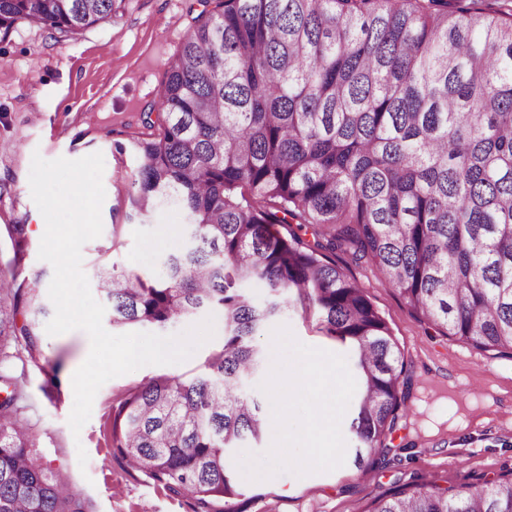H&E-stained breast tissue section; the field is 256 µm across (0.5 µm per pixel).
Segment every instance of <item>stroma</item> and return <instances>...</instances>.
I'll return each instance as SVG.
<instances>
[{
    "mask_svg": "<svg viewBox=\"0 0 512 512\" xmlns=\"http://www.w3.org/2000/svg\"><path fill=\"white\" fill-rule=\"evenodd\" d=\"M190 0H119L111 18L77 39L57 40L54 31L25 22L0 41V270L14 273L23 288L47 294L49 283H32L29 273L48 269L38 257L35 228L44 218L29 184L33 155L104 158L103 232L82 247V268L95 278L99 265L128 274L160 277L163 261L185 241V214L165 204L138 220L128 219L127 196L136 167L132 152L117 144L140 136L165 71L192 23ZM23 225L21 242L9 227ZM334 261L358 281L386 318L407 364L411 381L408 416L366 471L352 461L330 472L302 478L283 473L247 484L241 512H370L378 496L407 482L435 481L444 487L481 483L512 475V357L482 352L429 328L398 290L372 266L344 253ZM303 344L336 354L343 348L324 336L313 312L295 309L280 317ZM35 355L10 346L8 364L22 394L17 417L32 434L40 460L61 471L92 512H193L190 494L175 495L153 485L112 452V407L149 378L202 372L221 351L224 322L215 336L186 362L148 365L113 378L98 391L87 423L73 433L72 376L89 345L80 330L57 336L37 326ZM88 462L79 465L78 452Z\"/></svg>",
    "mask_w": 512,
    "mask_h": 512,
    "instance_id": "1",
    "label": "stroma"
}]
</instances>
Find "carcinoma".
Listing matches in <instances>:
<instances>
[{
    "label": "carcinoma",
    "instance_id": "1",
    "mask_svg": "<svg viewBox=\"0 0 512 512\" xmlns=\"http://www.w3.org/2000/svg\"><path fill=\"white\" fill-rule=\"evenodd\" d=\"M116 0H0V39L27 22L72 39ZM134 142L136 215L174 203L183 247L160 279L103 267L112 326L164 328L201 311L224 344L199 376H157L112 408V450L194 512H241L229 461L266 431L245 384L268 369L263 327L296 305L349 347L354 464L386 447L406 410V362L364 288L331 260L376 267L443 336L512 355V8L448 0H197ZM297 224L282 234L274 226ZM269 297L257 304L246 286ZM27 317L17 324L19 302ZM46 312L0 277V355ZM0 512H91L39 462L0 371ZM371 512H512V479L408 483Z\"/></svg>",
    "mask_w": 512,
    "mask_h": 512
}]
</instances>
